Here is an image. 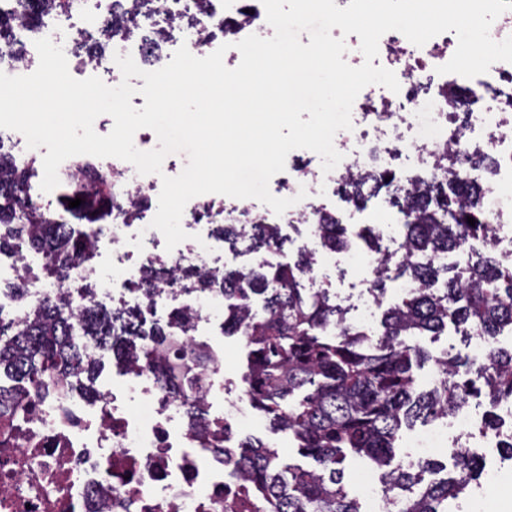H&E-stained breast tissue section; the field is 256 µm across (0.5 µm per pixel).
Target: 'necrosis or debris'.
Returning <instances> with one entry per match:
<instances>
[{
  "label": "necrosis or debris",
  "instance_id": "1",
  "mask_svg": "<svg viewBox=\"0 0 512 512\" xmlns=\"http://www.w3.org/2000/svg\"><path fill=\"white\" fill-rule=\"evenodd\" d=\"M0 18L9 22L0 30V72L33 73L39 63L35 42L48 38L74 62L76 74L115 82L122 79L115 54L131 55L139 68L154 71L180 46L204 57L224 44V64L234 68L241 60L235 42L269 28L261 0H69L64 10L52 8L50 0H0ZM456 47L452 32L420 47L399 32L385 33L378 56L395 73L400 90L370 85L359 93L351 129L334 138L343 156L337 167L326 173L314 166V152H290L273 182L277 197L296 203L279 216L247 199L220 194L191 199L186 209L198 237L169 252L159 250L162 234L150 226L153 211L144 208L136 218H124L135 198L157 188L156 175L139 174L117 158L66 159L59 171L73 175L82 204L58 221L74 236L95 235L97 250H111L115 275L107 280L97 263L76 262L61 282L38 271L40 254L25 251L9 267L0 266V281L22 278L29 296L52 298L89 282L99 304L142 307L153 317L175 305L189 315L190 324L171 326L170 334L186 345L214 335L227 299L220 291L191 295L165 283L154 303L145 305L141 289L148 267L172 268L185 261L209 272L233 267V259L220 264L214 259L215 224H275L283 232L302 225L304 245L318 252L319 265L339 266L346 258L319 249L314 224L329 202L317 197V187L342 185L351 176L381 168L404 185L432 170L439 151L460 140L494 157L492 169L472 167L468 173L488 188L483 208L495 226L490 245L512 264V63H495L473 78L438 73ZM104 172L112 181V201L88 225L89 193ZM302 189L307 192L303 199L298 196ZM209 355L201 371L207 422L200 428L189 425L180 401L160 388L153 372L139 366L125 369L121 383L95 402L68 387L36 399L18 394L31 415L14 446H0V512H234L240 483L230 475L228 457L234 449L224 430L250 419L252 404L225 389L222 353L213 349ZM475 422L471 406L463 405L449 426L431 425L414 436L413 445L445 448L453 429L471 436L472 447H498V436H472Z\"/></svg>",
  "mask_w": 512,
  "mask_h": 512
}]
</instances>
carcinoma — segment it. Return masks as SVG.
I'll list each match as a JSON object with an SVG mask.
<instances>
[{
    "label": "carcinoma",
    "mask_w": 512,
    "mask_h": 512,
    "mask_svg": "<svg viewBox=\"0 0 512 512\" xmlns=\"http://www.w3.org/2000/svg\"><path fill=\"white\" fill-rule=\"evenodd\" d=\"M448 150L436 162L443 177L412 180L398 223L400 240L392 262L382 250V237L370 224L354 234L335 217L317 225L326 250L341 251L361 243L363 251L379 256L371 291L384 298L404 280L417 284L401 301L387 307L376 329L348 321L347 310L327 288L303 287L301 277L312 273L314 257L301 251L286 263H268L247 272L228 268L222 273L176 268L171 276L181 290L202 293L223 286L233 302L224 306V334L246 339L242 384L254 407L270 418L273 429L288 434L301 453L316 463L313 470L282 465L279 455L262 440L245 438L235 449L248 512H360L343 485L341 465L346 453L368 458L382 473L390 512H448V504L465 494L480 475V460L457 448L452 473L426 482L418 471L392 465L403 428L415 421L453 415L468 399L484 397L491 410L481 430L501 435V447L512 454V432L503 433L499 400L512 397V346L489 349L482 362L433 354L407 344V337L443 332L448 323L467 336H499L512 331V267L500 265L488 250L465 263H438L473 239H487L493 231L482 207L483 188L465 179ZM38 161L17 169L0 157V256H12L29 242L44 253L43 271L57 275L71 261L89 262L95 243L75 239L61 224L30 208L20 195L31 187ZM475 225H469L467 218ZM250 235L258 247L278 243L275 224H256ZM94 289L84 286L72 298L32 300L29 312L0 323V375L16 379L36 395L74 384L81 375L93 378L98 361L87 356L97 345L119 361L139 352L137 341L154 344L145 351L147 366L166 387L176 386L182 366L166 365L156 355L166 348L167 332L156 324L146 330L131 309H107L92 300ZM262 298L263 313L253 309ZM432 363L438 377L432 388H420L414 369ZM16 388L0 384V416L14 426L24 410L14 406ZM186 418L202 422L198 397L185 394Z\"/></svg>",
    "instance_id": "carcinoma-1"
}]
</instances>
